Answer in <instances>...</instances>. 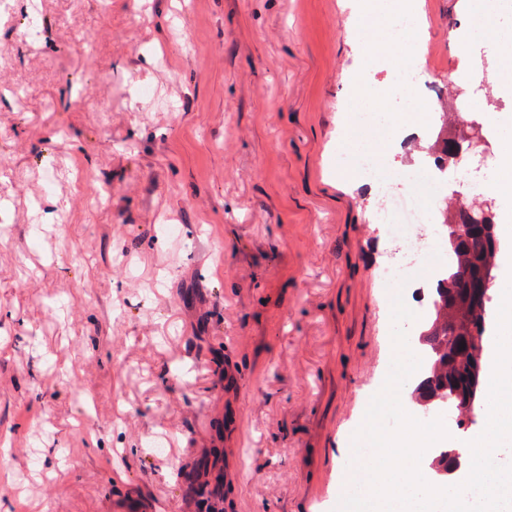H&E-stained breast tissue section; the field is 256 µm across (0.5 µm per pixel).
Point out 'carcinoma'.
I'll use <instances>...</instances> for the list:
<instances>
[{
  "instance_id": "1",
  "label": "carcinoma",
  "mask_w": 512,
  "mask_h": 512,
  "mask_svg": "<svg viewBox=\"0 0 512 512\" xmlns=\"http://www.w3.org/2000/svg\"><path fill=\"white\" fill-rule=\"evenodd\" d=\"M442 227L449 256L445 287L435 291L420 333L427 355L424 379L429 389L418 387L413 396L427 405L451 406L457 411L460 426L473 409L466 381L470 371L467 348L483 347V341L476 337L484 336L486 329L487 302H477L473 288L492 277L498 246L495 224L480 208L471 211L467 221L448 209Z\"/></svg>"
}]
</instances>
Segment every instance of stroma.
<instances>
[{"label":"stroma","mask_w":512,"mask_h":512,"mask_svg":"<svg viewBox=\"0 0 512 512\" xmlns=\"http://www.w3.org/2000/svg\"><path fill=\"white\" fill-rule=\"evenodd\" d=\"M422 9V74H466L474 115L512 120L494 37L448 38L481 23L471 0ZM357 31L343 0L0 17V512H201L190 479L223 483L220 512H336L353 490L352 432L393 355L378 270L395 246L383 194L338 180L336 156L356 137L392 171L426 148L346 126L351 82L398 108ZM500 152L481 130L454 189L501 225Z\"/></svg>","instance_id":"1"}]
</instances>
